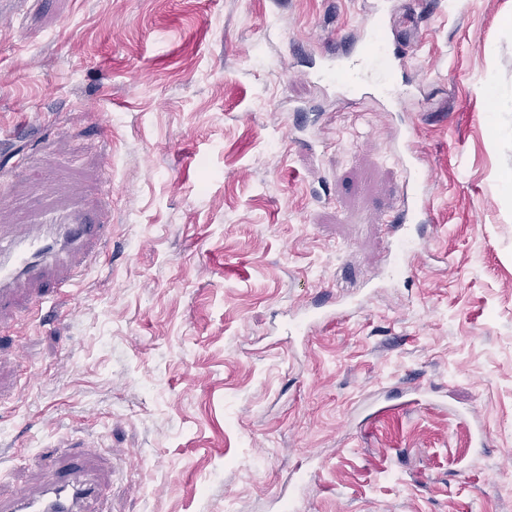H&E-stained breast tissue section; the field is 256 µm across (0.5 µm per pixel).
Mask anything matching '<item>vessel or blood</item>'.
Returning a JSON list of instances; mask_svg holds the SVG:
<instances>
[{"label": "vessel or blood", "instance_id": "1", "mask_svg": "<svg viewBox=\"0 0 512 512\" xmlns=\"http://www.w3.org/2000/svg\"><path fill=\"white\" fill-rule=\"evenodd\" d=\"M357 26L361 39L350 46L345 37H338L340 54L334 64L320 70V80L352 97L369 87L391 98L406 95L407 84L398 81L393 72L382 23L362 16ZM428 183L429 176L421 167L406 175L397 215L388 226L391 256H410L423 250V230L432 219ZM109 241L107 225L93 223L81 210L63 216L34 213L11 247L0 249V325L12 317L18 288L24 283L30 286V313H37L44 305L36 285L51 278L57 281L59 300L71 302L68 278L78 275L81 265L98 262ZM100 495V487L83 471L82 458L69 454L41 492H20L9 501H0V512H88V503Z\"/></svg>", "mask_w": 512, "mask_h": 512}]
</instances>
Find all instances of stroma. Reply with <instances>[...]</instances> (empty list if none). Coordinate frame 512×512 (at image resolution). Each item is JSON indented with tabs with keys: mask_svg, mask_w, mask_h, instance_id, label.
I'll list each match as a JSON object with an SVG mask.
<instances>
[{
	"mask_svg": "<svg viewBox=\"0 0 512 512\" xmlns=\"http://www.w3.org/2000/svg\"><path fill=\"white\" fill-rule=\"evenodd\" d=\"M381 2L415 89L389 121L303 76ZM412 126L433 258L392 279ZM1 127L0 225L76 188L112 250L71 315L14 314L0 499L79 439L102 512H512V0H27ZM326 289L359 308L292 341Z\"/></svg>",
	"mask_w": 512,
	"mask_h": 512,
	"instance_id": "35a3bbf8",
	"label": "stroma"
}]
</instances>
